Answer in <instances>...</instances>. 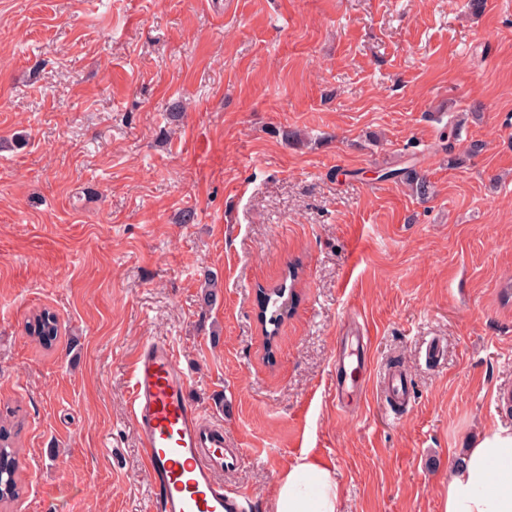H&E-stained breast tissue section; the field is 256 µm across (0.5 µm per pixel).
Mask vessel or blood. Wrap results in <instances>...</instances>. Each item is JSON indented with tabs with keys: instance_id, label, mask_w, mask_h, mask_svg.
<instances>
[{
	"instance_id": "vessel-or-blood-1",
	"label": "vessel or blood",
	"mask_w": 512,
	"mask_h": 512,
	"mask_svg": "<svg viewBox=\"0 0 512 512\" xmlns=\"http://www.w3.org/2000/svg\"><path fill=\"white\" fill-rule=\"evenodd\" d=\"M130 414L146 468L159 481L161 512H243L237 493L224 487V472L238 451L224 445V431L189 399L188 375L166 340L146 342L129 364ZM356 367L336 360V395L347 401Z\"/></svg>"
}]
</instances>
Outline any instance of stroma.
Wrapping results in <instances>:
<instances>
[{
    "label": "stroma",
    "mask_w": 512,
    "mask_h": 512,
    "mask_svg": "<svg viewBox=\"0 0 512 512\" xmlns=\"http://www.w3.org/2000/svg\"><path fill=\"white\" fill-rule=\"evenodd\" d=\"M400 167L429 197L383 179ZM291 265L270 341L259 291ZM43 309L49 348L25 330ZM355 325L367 371L344 412ZM152 338L238 448L244 512L306 456L340 512H443L453 462L512 428V0H0V411L21 487L0 512H160L128 409ZM390 367L412 393L397 413ZM365 369V363L358 362L356 366L346 364L345 358H336V396L339 401H346L354 391L356 381L354 375Z\"/></svg>",
    "instance_id": "obj_1"
}]
</instances>
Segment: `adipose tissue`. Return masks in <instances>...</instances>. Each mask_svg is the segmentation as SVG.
<instances>
[{"label":"adipose tissue","mask_w":512,"mask_h":512,"mask_svg":"<svg viewBox=\"0 0 512 512\" xmlns=\"http://www.w3.org/2000/svg\"><path fill=\"white\" fill-rule=\"evenodd\" d=\"M339 485L328 466L307 459L278 481L269 512H339ZM444 512H512V430L476 439L448 473Z\"/></svg>","instance_id":"1"}]
</instances>
